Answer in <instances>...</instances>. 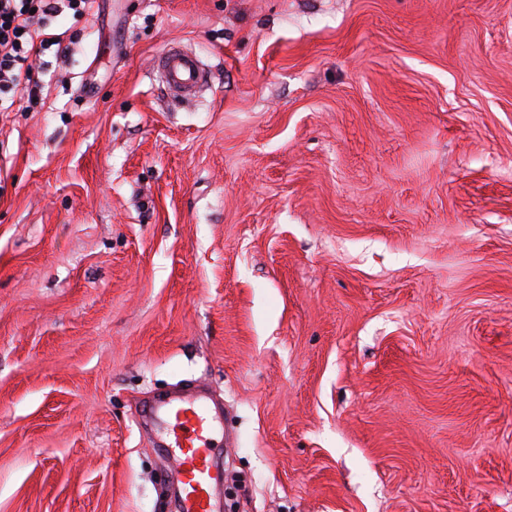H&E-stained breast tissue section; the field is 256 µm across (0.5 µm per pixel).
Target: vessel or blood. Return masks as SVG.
I'll return each instance as SVG.
<instances>
[{"mask_svg":"<svg viewBox=\"0 0 512 512\" xmlns=\"http://www.w3.org/2000/svg\"><path fill=\"white\" fill-rule=\"evenodd\" d=\"M157 65L164 83L179 93L193 92L203 79L198 58L177 47L160 55ZM156 408L165 411V423L178 450L172 463L183 477L179 512H216L213 489L222 474L209 453L216 409L206 397L188 399L179 395L157 403Z\"/></svg>","mask_w":512,"mask_h":512,"instance_id":"obj_1","label":"vessel or blood"}]
</instances>
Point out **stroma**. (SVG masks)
I'll list each match as a JSON object with an SVG mask.
<instances>
[{"label":"stroma","instance_id":"1","mask_svg":"<svg viewBox=\"0 0 512 512\" xmlns=\"http://www.w3.org/2000/svg\"><path fill=\"white\" fill-rule=\"evenodd\" d=\"M0 112V512H512V0H95ZM195 53L173 99L155 60ZM165 411L169 435L173 434L179 454L172 456L175 468L183 477L179 512H216L214 487L222 480V473L212 464L209 448L212 421L217 410L204 396L192 399L171 396L153 406V411Z\"/></svg>","mask_w":512,"mask_h":512}]
</instances>
